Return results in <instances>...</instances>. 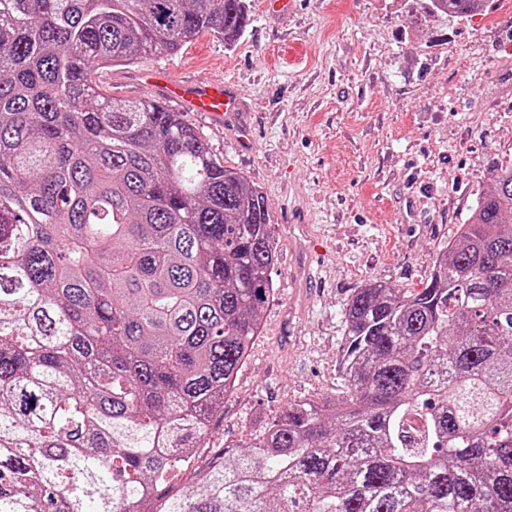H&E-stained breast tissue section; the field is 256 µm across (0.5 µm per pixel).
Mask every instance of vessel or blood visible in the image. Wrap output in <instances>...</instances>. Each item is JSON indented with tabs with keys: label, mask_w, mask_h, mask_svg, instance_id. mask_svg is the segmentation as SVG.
Instances as JSON below:
<instances>
[{
	"label": "vessel or blood",
	"mask_w": 512,
	"mask_h": 512,
	"mask_svg": "<svg viewBox=\"0 0 512 512\" xmlns=\"http://www.w3.org/2000/svg\"><path fill=\"white\" fill-rule=\"evenodd\" d=\"M147 82L159 85L167 96L179 99L187 111L223 118L237 112L240 99L234 89L220 80H207L194 84L168 81L161 73H146Z\"/></svg>",
	"instance_id": "obj_1"
}]
</instances>
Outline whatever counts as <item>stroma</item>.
Here are the masks:
<instances>
[{
  "label": "stroma",
  "instance_id": "obj_1",
  "mask_svg": "<svg viewBox=\"0 0 512 512\" xmlns=\"http://www.w3.org/2000/svg\"><path fill=\"white\" fill-rule=\"evenodd\" d=\"M249 8L235 44L204 33L177 54L98 73L123 99H162L143 78L149 69L181 81L221 76L244 94L224 122L185 114L224 165L263 191L279 244L263 331L201 464L250 444L255 415L341 392L350 294L371 279L419 287L512 161V0H485L468 18L430 15L423 0Z\"/></svg>",
  "mask_w": 512,
  "mask_h": 512
}]
</instances>
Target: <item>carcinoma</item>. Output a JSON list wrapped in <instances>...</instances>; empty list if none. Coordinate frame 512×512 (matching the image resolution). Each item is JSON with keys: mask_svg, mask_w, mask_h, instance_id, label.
I'll return each mask as SVG.
<instances>
[{"mask_svg": "<svg viewBox=\"0 0 512 512\" xmlns=\"http://www.w3.org/2000/svg\"><path fill=\"white\" fill-rule=\"evenodd\" d=\"M249 21L248 0H0V512H512V165L421 287L353 291L344 395L162 490L261 332L277 241L181 113L95 74Z\"/></svg>", "mask_w": 512, "mask_h": 512, "instance_id": "carcinoma-1", "label": "carcinoma"}]
</instances>
